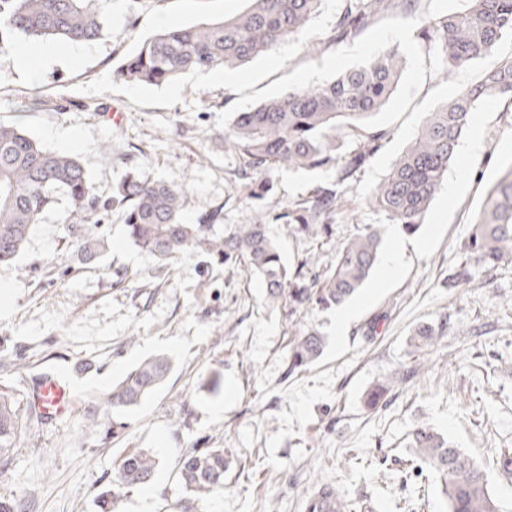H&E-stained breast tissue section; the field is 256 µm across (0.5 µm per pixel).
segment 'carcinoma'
I'll list each match as a JSON object with an SVG mask.
<instances>
[{
	"label": "carcinoma",
	"instance_id": "obj_1",
	"mask_svg": "<svg viewBox=\"0 0 512 512\" xmlns=\"http://www.w3.org/2000/svg\"><path fill=\"white\" fill-rule=\"evenodd\" d=\"M248 9L219 21L164 28L143 40L124 58L118 75L131 82L162 85L187 74L241 65L297 35L318 9L320 0H249ZM421 0H343L328 44L352 39L385 13L419 21L416 38L434 53L446 71L471 65L491 55L512 37V0H468L462 11L428 16ZM109 33L100 0H0V48L16 37L91 43ZM399 53L382 52L336 79L310 87H290L253 110L239 113L224 130V145L238 155L237 193L245 199L263 194L271 171L333 169L336 180L318 184L309 194L270 218L259 213L251 224H240L224 239L210 238L220 221L215 209L194 224L181 222L187 191L159 179L127 176L104 202L80 163L71 154L45 149L17 125L0 121V263L17 257L33 227L65 199L87 221L98 213L120 208L128 236L161 260L198 247L224 255L262 279L266 299L283 302L291 311L341 306L368 282L378 262L382 229L367 227L336 248L323 280L305 284L290 279L268 224H283L287 234L310 231L313 224L336 221L343 204L339 190L381 147L386 133L363 131L365 120L381 109L401 76ZM512 98V58L486 67L478 80L458 89L436 112L372 190L371 200L395 224L416 232L436 195L460 140L484 103ZM351 138L349 152L337 154L338 135ZM487 217L474 225L465 243L473 265L493 268L512 260V168L488 190ZM324 337L306 329L288 348V373L308 366L323 353ZM170 369L165 356L141 362L105 394L108 406L127 410L150 396ZM42 421L31 404L20 408L15 389L0 383V462L16 447L22 427ZM409 447L420 463L439 473L448 512H499L491 495L488 473L427 423L416 424ZM156 454L136 448L123 454L113 471L112 485L135 488L158 470ZM228 460L222 448L192 450L180 459L178 480L191 494L182 512L195 501L224 489Z\"/></svg>",
	"mask_w": 512,
	"mask_h": 512
}]
</instances>
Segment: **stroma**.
Returning a JSON list of instances; mask_svg holds the SVG:
<instances>
[{"label":"stroma","instance_id":"stroma-1","mask_svg":"<svg viewBox=\"0 0 512 512\" xmlns=\"http://www.w3.org/2000/svg\"><path fill=\"white\" fill-rule=\"evenodd\" d=\"M248 0H103L110 36L84 45L72 62L49 61L36 78L0 50V121L27 129L48 150L76 155L97 194L109 196L126 173L188 191L185 223L222 207L213 236L252 223L256 211L277 215L335 170L273 171L258 200L236 192L239 160L222 134L236 113L291 86H315L398 47L403 68L386 105L366 122L384 131L378 152L344 186L350 211L329 229L286 235L270 225L282 258L306 276L321 274L337 246L373 225L382 250L415 241L398 270L377 264L366 288L347 303L352 319L336 329V310L288 314L266 303L259 279L199 248L160 264L126 235L115 210L102 223L81 222L67 202L35 225L24 252L0 263V382L29 401L46 374L65 377L76 397L66 416L27 430L8 465L0 466V501L22 499L27 512H98L97 497L130 448H149L160 466L144 487L116 492L112 512H180L187 498L176 476L180 455L220 448L230 461L224 488L197 512H304L308 496L332 485L350 512H446L439 477L408 448L414 424L448 434L491 472L502 512H512V482L496 474L501 449H512V262L465 265L464 244L488 189L512 167V105L497 99L475 114L480 148L463 135L419 231L406 233L370 204L372 188L416 136L429 113L476 80L487 60L443 77L421 50L413 24L384 16L360 36L329 45L341 0L321 5L295 37L240 66L239 82L210 73L146 85L114 79L139 42L171 25L237 15ZM409 31L393 44L391 34ZM104 240L88 258L81 240ZM430 324L440 338L411 351L415 329ZM325 337L321 357L288 371V343L306 327ZM165 355L172 369L154 394L113 414L105 393L143 360ZM221 376L219 394L207 382ZM387 393L376 409L366 396ZM98 424H85L89 412Z\"/></svg>","mask_w":512,"mask_h":512}]
</instances>
